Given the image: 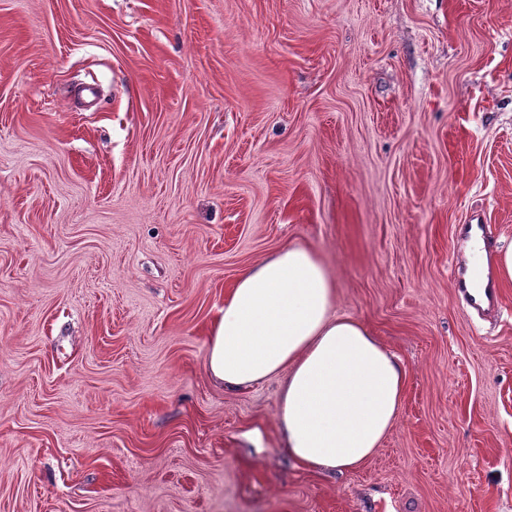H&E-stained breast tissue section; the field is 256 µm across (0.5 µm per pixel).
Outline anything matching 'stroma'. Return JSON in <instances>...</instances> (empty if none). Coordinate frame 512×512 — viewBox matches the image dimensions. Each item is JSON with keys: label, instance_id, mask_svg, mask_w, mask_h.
<instances>
[{"label": "stroma", "instance_id": "obj_1", "mask_svg": "<svg viewBox=\"0 0 512 512\" xmlns=\"http://www.w3.org/2000/svg\"><path fill=\"white\" fill-rule=\"evenodd\" d=\"M512 0H0V512H512ZM317 252L406 373L380 448L288 457L212 378L238 275Z\"/></svg>", "mask_w": 512, "mask_h": 512}]
</instances>
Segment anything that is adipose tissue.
Wrapping results in <instances>:
<instances>
[{"mask_svg":"<svg viewBox=\"0 0 512 512\" xmlns=\"http://www.w3.org/2000/svg\"><path fill=\"white\" fill-rule=\"evenodd\" d=\"M318 254L288 245L241 272L215 323L208 365L226 389L286 377L289 455L323 472L357 468L397 422L405 371L360 320L337 314Z\"/></svg>","mask_w":512,"mask_h":512,"instance_id":"obj_1","label":"adipose tissue"}]
</instances>
